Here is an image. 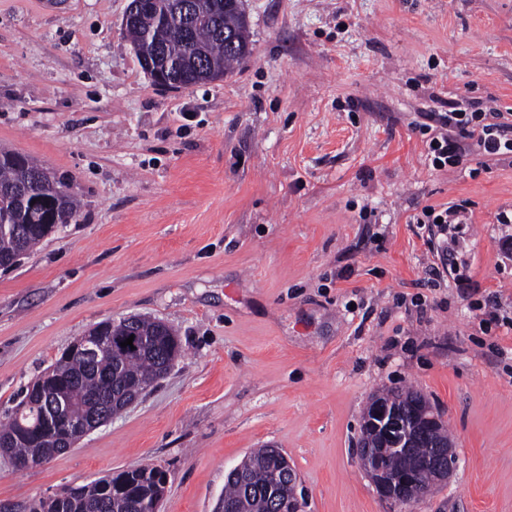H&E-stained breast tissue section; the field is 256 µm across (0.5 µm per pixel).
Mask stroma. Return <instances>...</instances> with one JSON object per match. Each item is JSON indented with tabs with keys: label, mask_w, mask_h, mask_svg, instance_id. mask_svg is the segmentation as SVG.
<instances>
[{
	"label": "stroma",
	"mask_w": 512,
	"mask_h": 512,
	"mask_svg": "<svg viewBox=\"0 0 512 512\" xmlns=\"http://www.w3.org/2000/svg\"><path fill=\"white\" fill-rule=\"evenodd\" d=\"M128 3L0 0V150L81 203L0 269V421L99 322L162 320L182 352L68 452L0 455V512L139 466L167 473L159 512H214L267 444L305 512H390L357 442L399 385L456 455L407 512H512V155L427 156L449 104L512 124V0H244L250 58L177 89L139 66Z\"/></svg>",
	"instance_id": "1"
}]
</instances>
